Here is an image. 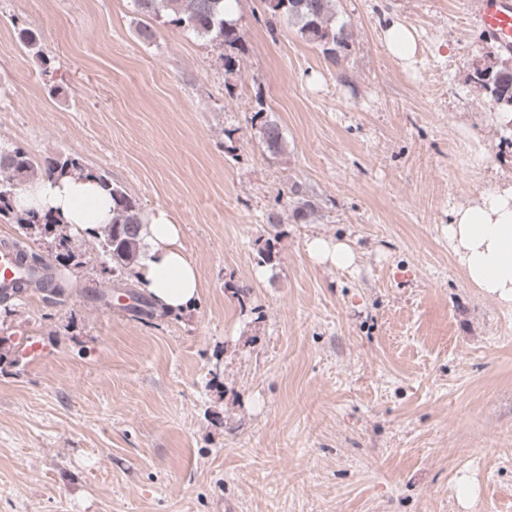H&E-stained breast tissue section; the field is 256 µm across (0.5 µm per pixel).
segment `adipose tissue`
I'll return each instance as SVG.
<instances>
[{"label":"adipose tissue","mask_w":512,"mask_h":512,"mask_svg":"<svg viewBox=\"0 0 512 512\" xmlns=\"http://www.w3.org/2000/svg\"><path fill=\"white\" fill-rule=\"evenodd\" d=\"M18 205L58 213L73 231L99 227L112 217L107 192L85 175L28 185ZM181 234V226L163 210L151 214L141 230L147 252L138 267L140 286L170 314L192 310L201 293ZM448 246L471 285L512 306V182L471 204L451 207Z\"/></svg>","instance_id":"ef3b65f1"}]
</instances>
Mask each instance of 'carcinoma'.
<instances>
[{
  "label": "carcinoma",
  "mask_w": 512,
  "mask_h": 512,
  "mask_svg": "<svg viewBox=\"0 0 512 512\" xmlns=\"http://www.w3.org/2000/svg\"><path fill=\"white\" fill-rule=\"evenodd\" d=\"M134 11L150 17L166 26L190 32L219 47H227L231 53L224 57L227 68L238 63L232 51L242 48V34L234 20L226 19L228 0H132ZM270 16L285 17L297 26L301 37L321 49L330 62L338 61L349 50L351 34L345 25L335 21V0H264ZM25 47L41 61L42 75L51 76L50 61L32 36L25 39ZM474 82L485 91L494 107L502 112H512V65L503 62L483 72H475ZM260 139L271 151L282 142L280 127L273 122L261 124ZM74 173L87 174L106 188L112 202V221L88 233L95 239L103 257L102 269L128 282L125 292L132 303L124 310L139 319H151L157 314L156 303L144 293L136 290L135 267L144 248L141 229L144 210L141 204L122 187L114 184L104 173L86 167L82 158L76 155H60L40 160L20 146L0 144V221L14 224L22 235L37 225L54 233L57 240L54 260L79 270L86 264L84 252L77 247L67 225L57 215L41 214L31 209H19L16 199L20 186L40 180H57ZM74 289L70 281L56 280L46 271L37 277L18 280L12 292H0V303L20 297L30 291H49L58 297Z\"/></svg>",
  "instance_id": "obj_1"
}]
</instances>
